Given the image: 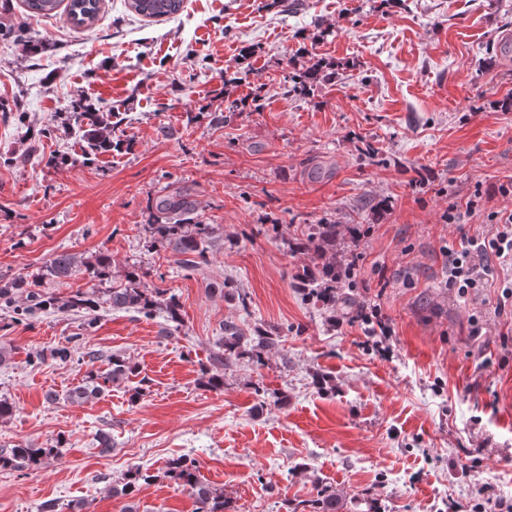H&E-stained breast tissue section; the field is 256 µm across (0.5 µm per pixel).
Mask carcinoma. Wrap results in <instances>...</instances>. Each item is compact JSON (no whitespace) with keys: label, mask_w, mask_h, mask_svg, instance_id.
Returning <instances> with one entry per match:
<instances>
[{"label":"carcinoma","mask_w":512,"mask_h":512,"mask_svg":"<svg viewBox=\"0 0 512 512\" xmlns=\"http://www.w3.org/2000/svg\"><path fill=\"white\" fill-rule=\"evenodd\" d=\"M184 0H127L128 9L144 18L162 19L178 15L183 10ZM29 16L47 17L65 6L73 24L90 27L98 18L100 0H25ZM324 79L321 70L312 67L300 77L290 78L287 93L304 97ZM72 131L83 143L86 157L112 152L122 145L115 137V130L123 121L117 112H90L76 105L72 112ZM149 222L145 230L151 243H159L170 251L174 262L186 271L194 272L207 262V252L217 227L207 223L197 213L196 203L185 191L176 190L154 197L149 205ZM336 244V225L309 224L302 237L292 243L295 251H303L318 263L317 274L304 280L303 292L308 300L320 302L336 310V261L326 256V247ZM77 274L92 280L103 281L112 275V256L98 252L91 256L62 252L49 259L35 276L20 274L11 279L0 280V306L14 309L23 316H34L40 312L57 309L75 311L85 315L84 325L91 328L97 323V308L100 303L114 310L134 311L144 316L162 314L166 321L181 323L180 303L176 295L164 288L142 287L140 270L131 268L124 275V283L107 288L101 298L78 290L60 302L43 294L40 283L44 280L61 281ZM275 346V339L263 333L247 336L234 323H224L214 349L200 372L206 386L218 389L224 385V369L230 363L248 359L264 362V354ZM135 365L127 358L113 355L110 369L103 375L89 374L83 384L75 387L70 398L89 400L104 388L121 383L135 374ZM62 441L35 448L28 443H18L11 448H0V468L25 472L38 469L45 461L60 455ZM164 475L177 481L196 500L197 512H224V493L200 481L198 462L188 455H179L166 462ZM157 475L149 469L135 466L128 471L121 487L112 488V493L122 497H133L140 484H148ZM313 512H343L344 502L336 493L316 492L312 500Z\"/></svg>","instance_id":"cac0c4a2"}]
</instances>
